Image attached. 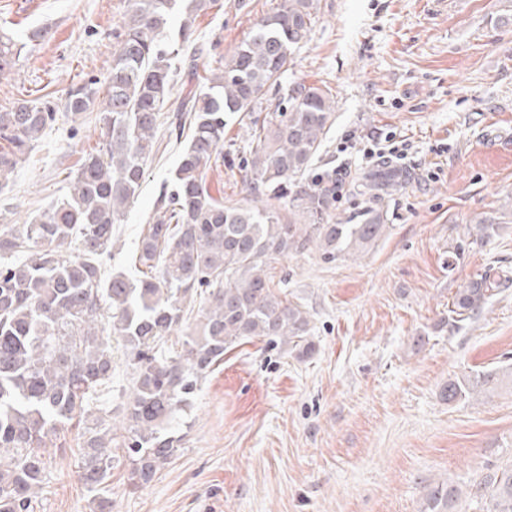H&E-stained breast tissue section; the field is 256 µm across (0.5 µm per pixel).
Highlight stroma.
<instances>
[{"instance_id": "obj_1", "label": "stroma", "mask_w": 512, "mask_h": 512, "mask_svg": "<svg viewBox=\"0 0 512 512\" xmlns=\"http://www.w3.org/2000/svg\"><path fill=\"white\" fill-rule=\"evenodd\" d=\"M281 0H210L195 14L197 89ZM309 39L286 82L336 100L315 161L342 182L337 217L361 211L353 184L374 169L361 145L393 133L407 172L380 203L389 226L358 259L317 249L276 260L274 279L311 315L314 352L247 338L202 379L176 425L182 442L153 481L112 471L111 512H420L429 487L479 480L512 461V390L447 402L449 378L512 363V0H316ZM128 0H0V29L24 48L0 77V112L51 105L56 120L0 189V227L38 218L98 150L100 114L74 120L68 89L105 79ZM248 127L226 118L224 159L206 183L225 203L248 198ZM168 132L141 192L114 228L109 272L142 277L139 240L190 140ZM497 233L469 244L478 218ZM462 255H455L457 245ZM456 264H449V256ZM497 280L469 319L448 305L477 275ZM49 473L29 512H90L74 433L48 443Z\"/></svg>"}]
</instances>
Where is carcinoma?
<instances>
[{"instance_id": "carcinoma-1", "label": "carcinoma", "mask_w": 512, "mask_h": 512, "mask_svg": "<svg viewBox=\"0 0 512 512\" xmlns=\"http://www.w3.org/2000/svg\"><path fill=\"white\" fill-rule=\"evenodd\" d=\"M177 0H130L106 96L98 81L73 88L64 109L76 119L100 105L102 143L82 159L69 191L27 224L0 231V512H28L45 481V448L51 437L83 424L79 433L80 478L93 493L92 512H110L105 496L115 431L130 484H149L180 448L173 422L200 379L239 341L263 337L288 343L303 357L315 349L308 312L272 286L271 263L314 246L326 262L362 253L387 233L384 214L367 207L354 224L334 220L336 175L306 178L335 121L336 101L325 90L288 86L285 110L263 122L251 120L249 205H226L206 185V172L222 155L225 113L245 117L265 89L288 72L292 49L314 25V0H282L224 60V71L207 91L182 100L190 142L176 167L173 190L160 200L154 223L139 241L138 263L149 273L136 283L105 274L114 225L138 197L155 152L162 110L173 77L191 81L202 52L185 21L174 46L163 48ZM24 44L0 32V77L10 72ZM55 119L44 103L24 100L0 112V183ZM371 197L398 186L402 175L381 166L368 176ZM304 223L285 221L281 210ZM498 224L481 219L468 236L484 240ZM497 283L485 275L459 290L450 313L463 321L478 312ZM200 303V317L185 316ZM177 348L162 352L173 332ZM124 342L134 374L122 404L121 425L112 407L100 404L112 388V337ZM512 389V366L448 380V402ZM461 486L439 483L422 512H452ZM489 512H512V463L488 472L470 489Z\"/></svg>"}]
</instances>
